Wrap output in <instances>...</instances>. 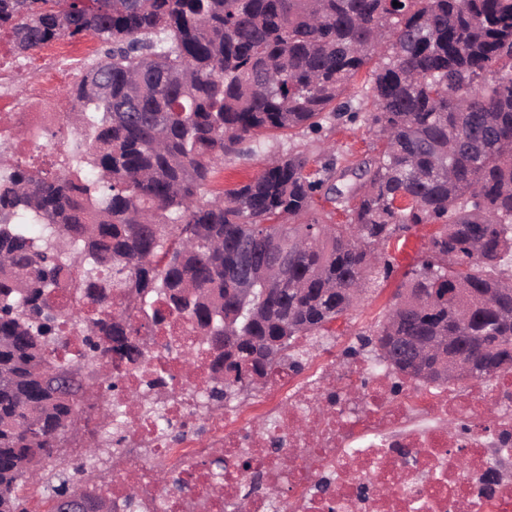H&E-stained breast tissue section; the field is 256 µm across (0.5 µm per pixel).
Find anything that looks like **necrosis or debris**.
I'll use <instances>...</instances> for the list:
<instances>
[{"label": "necrosis or debris", "instance_id": "necrosis-or-debris-1", "mask_svg": "<svg viewBox=\"0 0 512 512\" xmlns=\"http://www.w3.org/2000/svg\"><path fill=\"white\" fill-rule=\"evenodd\" d=\"M94 52L61 37L39 49L30 71H16L0 35V146L11 156L64 160L57 144L70 115L59 87L67 65ZM189 334L181 321L144 331L147 361L123 377L126 390L143 392L168 374L166 418L184 435L170 441L140 406H124L104 488L112 512H512V479L491 489L484 481L492 449L512 454V373L489 384L400 385L385 366L341 363L327 350L310 377L275 378L254 406L208 413L206 365L189 374L182 366ZM489 407L498 411L491 426ZM242 456L254 460L249 471L234 466ZM218 457L227 469L215 468ZM161 468L170 482H160Z\"/></svg>", "mask_w": 512, "mask_h": 512}]
</instances>
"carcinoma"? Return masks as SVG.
Wrapping results in <instances>:
<instances>
[{
  "label": "carcinoma",
  "mask_w": 512,
  "mask_h": 512,
  "mask_svg": "<svg viewBox=\"0 0 512 512\" xmlns=\"http://www.w3.org/2000/svg\"><path fill=\"white\" fill-rule=\"evenodd\" d=\"M0 28L19 55L61 36L108 45L65 89L88 133L61 170L0 171V512H31L28 490L50 512L74 492L83 512H112L87 489L112 428L68 463L57 449L85 408L112 421L119 385L90 386L85 365L109 353L119 369L141 366L137 324L190 323L182 360L194 365L202 338L203 407L219 405L255 374L265 386L299 373L296 340L332 335L422 224L435 230L396 302L343 355L372 352L420 382L404 356L419 342L447 355L427 375L460 370L444 385L512 372V0H0ZM375 55L384 62L357 82ZM344 116L380 138L355 171H312L288 152L209 196L256 133ZM318 193L334 209L317 211ZM273 247L294 249L283 282L264 265ZM243 250L254 293L241 304ZM68 294L91 314L83 351L65 360L57 323L82 312ZM226 324L244 338L235 352ZM125 400L163 418L157 398Z\"/></svg>",
  "instance_id": "1"
}]
</instances>
